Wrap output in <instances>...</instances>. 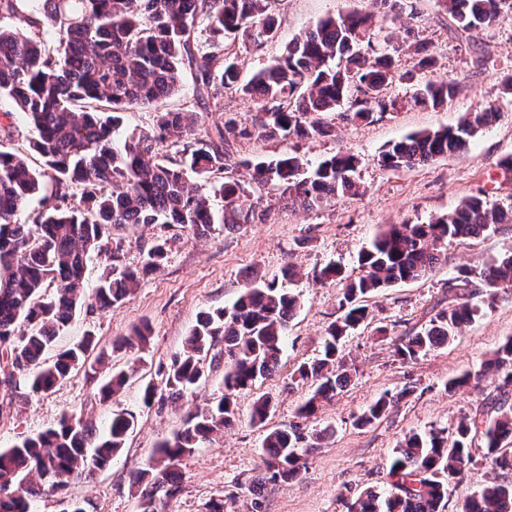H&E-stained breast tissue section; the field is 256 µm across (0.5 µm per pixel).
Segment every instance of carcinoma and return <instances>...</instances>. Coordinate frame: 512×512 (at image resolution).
<instances>
[{
  "label": "carcinoma",
  "instance_id": "carcinoma-1",
  "mask_svg": "<svg viewBox=\"0 0 512 512\" xmlns=\"http://www.w3.org/2000/svg\"><path fill=\"white\" fill-rule=\"evenodd\" d=\"M272 0H0V99L9 98L34 129L29 151L0 150V405L53 391L75 370L97 373L106 354L94 361L96 347L87 335L47 361L53 341L86 301L101 309L120 306L140 281L166 263L168 246L156 240L144 249L141 266L122 259V244L110 229L125 224H167L207 237L219 224L238 231L262 223L268 210L248 208L240 199L266 188L278 192L291 209L314 210L364 193L357 182L358 157L339 152L312 164L287 154L270 160L234 157L241 140H310L334 132L333 121H366L376 114L407 106L437 108L453 99L454 81L425 82L418 73L435 72L437 60L425 40L408 45L413 69L400 72L398 48L374 32L371 13L348 12L316 22L293 39L271 64L241 80L228 38L258 52L277 38L280 21ZM470 38L512 17V0H437ZM209 28V48L195 46L196 27ZM53 33L61 51L44 48V31ZM194 72L202 112L164 111L152 126L116 140L122 112L176 95L184 68ZM396 83L410 84L404 98L388 93ZM251 98L257 104L246 122L234 118L207 123L224 111V95ZM499 112L492 106L466 113L454 127L414 132L378 156L386 169L415 167L467 150L472 139L492 125ZM220 177L213 194L224 205L215 212L202 182ZM54 191L39 199L31 224L17 221L43 178ZM512 224V202L469 196L452 212L421 224H389L358 254L360 273L345 274L329 263L318 279L343 284L339 315L325 330L318 358L301 364L292 381L314 384L298 416L314 415L350 381L341 341L368 324L369 296L398 282L417 280L447 261L448 241L498 232ZM94 254L106 266L92 291L85 271ZM298 277L289 265L270 279L245 276L233 304L200 313L181 353L161 373V385L143 389L142 402L162 410L194 392L207 379L206 359L224 360V397L216 404L186 413L183 426L158 444L155 464L132 476L139 487L138 512H166L179 490L177 465L203 443L237 421L235 396L258 379L274 373L288 336V325L300 307L299 295L284 286ZM460 301L437 310L418 328L399 336L393 353L414 361L448 343L458 330L482 314L498 295L512 296V251L481 265L465 267L455 278ZM144 325L117 338L112 350L140 351L148 346ZM223 345L220 351L215 347ZM499 378L488 397L486 417L462 420L454 436L442 429L412 433L394 451L390 489L367 488L341 495L346 512H445L448 479L474 462L471 433L481 431L486 455L496 470L512 472V340L501 345L478 371L448 380L454 391L477 387L483 378ZM125 371L100 387L108 400L127 385ZM404 389L385 393L357 419L368 427L403 398ZM272 400L257 397L250 421L262 425ZM137 420L134 414H112L105 431L81 414H65L57 425L35 436H23L0 450V512H33L44 492L76 495L73 481L110 466ZM329 431L308 437L303 428L266 432L258 472L251 481L255 512L269 484L300 476L305 456L319 448ZM461 512H512V482H492L467 499Z\"/></svg>",
  "mask_w": 512,
  "mask_h": 512
}]
</instances>
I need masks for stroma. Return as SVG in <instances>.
I'll list each match as a JSON object with an SVG mask.
<instances>
[{"mask_svg":"<svg viewBox=\"0 0 512 512\" xmlns=\"http://www.w3.org/2000/svg\"><path fill=\"white\" fill-rule=\"evenodd\" d=\"M415 10L393 17L378 12L373 0H275L281 26L277 39L264 52L254 53L241 43L230 50L237 57L242 78L278 56L282 47L304 34L319 19L352 10L372 12L382 34L402 39L413 30L429 41L437 58L438 75L453 79L458 93L444 107L400 112L356 123L336 122L333 136L309 141L252 139L237 144V156L264 160L296 154L319 161L341 150L360 159L358 175L366 188L363 196L313 211L289 209L276 192L261 191V204L271 210L268 221L228 232L223 228L198 238L176 226L131 224L119 230L124 260L139 265L142 251L152 240H168L167 261L160 271L145 277L135 293L109 311L82 309L53 343V351L66 349L93 335L111 355L96 377L73 374L53 392L29 399L10 414L0 415V449L18 436L35 435L57 424L63 414L77 412L106 426L118 409L132 412L137 425L112 466L98 472L79 489L87 499V512H137L138 497L131 486L133 473L156 456L160 440L182 425L183 413L168 407L147 410L141 403L143 385L156 379L158 370L179 353L205 309L231 305L244 286L242 272L272 277L286 265L300 271L293 289L301 307L290 322L281 363L271 376L236 396L238 419L215 441L202 445L179 463L180 489L169 512H205L206 503L223 500L225 512H257L247 487L256 474L267 429L301 423L305 432L323 429L330 436L309 457L296 480L268 486L258 512H344L341 495L368 487L387 489L390 463L406 435L429 428L454 432L458 422L482 413L484 398L493 393L494 380L482 389H445L448 380L476 370L505 342L512 340V299L486 308L455 338L404 362L394 357L391 340L420 327L448 304V284L461 268L497 258L512 247V226L477 239L448 244L447 263L416 281L401 282L371 298L373 320L349 336L344 351L355 371L349 384L317 413L297 420L296 411L311 392L310 385L292 382V372L318 357L321 337L338 315L342 288L314 281V271L327 263L341 264L357 275V256L374 234L388 224H419L448 213L464 198L484 194L507 200L512 181L504 179L498 164L512 155V94L501 82L512 71V19L465 39L450 23L435 0H414ZM498 109L497 122L480 132L468 149L416 166L389 170L377 163L390 143L420 130L456 125L464 113L486 106ZM149 325L152 338L142 358L112 351L115 337ZM132 369L128 386L119 398L104 402L98 388L112 372ZM409 389L398 408L370 427L356 423L382 393ZM266 394L273 408L265 425L250 422L255 398ZM489 459L479 458L450 480L446 512H460L463 502L497 477Z\"/></svg>","mask_w":512,"mask_h":512,"instance_id":"obj_1","label":"stroma"}]
</instances>
